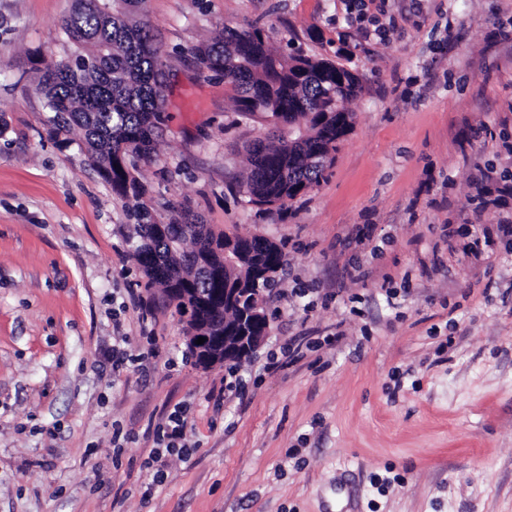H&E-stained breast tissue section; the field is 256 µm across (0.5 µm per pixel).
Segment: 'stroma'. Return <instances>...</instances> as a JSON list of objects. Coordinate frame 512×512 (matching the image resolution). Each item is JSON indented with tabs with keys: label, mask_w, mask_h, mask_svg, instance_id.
<instances>
[{
	"label": "stroma",
	"mask_w": 512,
	"mask_h": 512,
	"mask_svg": "<svg viewBox=\"0 0 512 512\" xmlns=\"http://www.w3.org/2000/svg\"><path fill=\"white\" fill-rule=\"evenodd\" d=\"M72 3L0 0V512H512V0H148L153 220L287 258L232 370L195 366L127 201L79 131H48L36 83L73 51ZM226 24L363 85L334 164L280 213L240 186L259 125L196 67ZM177 408L185 456L160 448Z\"/></svg>",
	"instance_id": "obj_1"
}]
</instances>
